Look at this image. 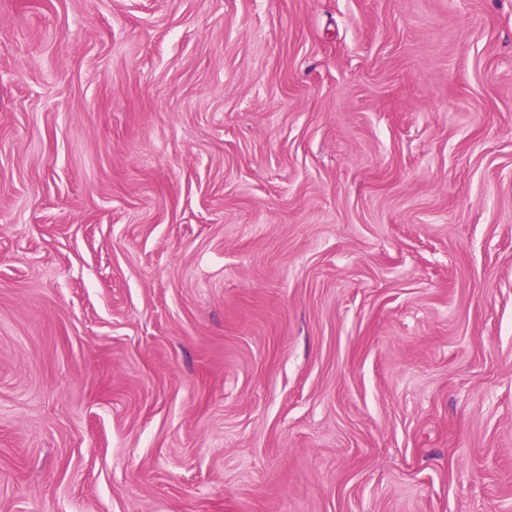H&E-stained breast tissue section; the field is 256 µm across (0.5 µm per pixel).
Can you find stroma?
Returning <instances> with one entry per match:
<instances>
[{
	"instance_id": "35a3bbf8",
	"label": "stroma",
	"mask_w": 512,
	"mask_h": 512,
	"mask_svg": "<svg viewBox=\"0 0 512 512\" xmlns=\"http://www.w3.org/2000/svg\"><path fill=\"white\" fill-rule=\"evenodd\" d=\"M0 512H512V0H0Z\"/></svg>"
}]
</instances>
